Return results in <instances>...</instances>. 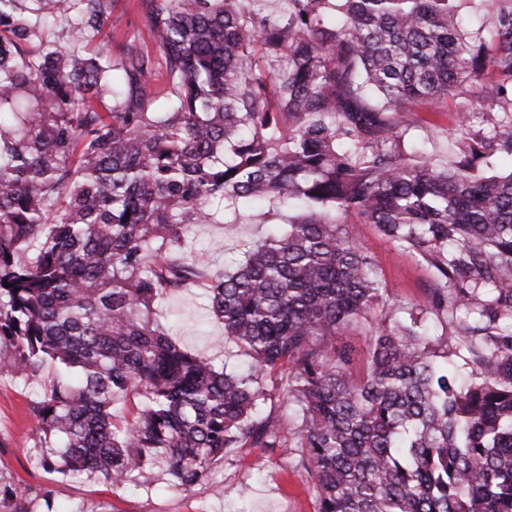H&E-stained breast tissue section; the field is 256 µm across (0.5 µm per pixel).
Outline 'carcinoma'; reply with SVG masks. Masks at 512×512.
<instances>
[{
    "mask_svg": "<svg viewBox=\"0 0 512 512\" xmlns=\"http://www.w3.org/2000/svg\"><path fill=\"white\" fill-rule=\"evenodd\" d=\"M112 2L0 0V377H59L30 407L39 465L120 485L161 461L188 489L264 448L299 457L316 512H512V0H143L159 71L144 43H95ZM466 3L491 39L463 37ZM450 95L472 110L439 163L411 107ZM260 204L296 214L209 271L187 232ZM350 215L433 270L407 317ZM192 287L247 374L157 319ZM6 499L53 512L47 490ZM266 412L271 411V415L277 417L285 432H288V429H294L301 422L300 412L298 407L293 403H288V401L274 399L272 403L268 401L265 406Z\"/></svg>",
    "mask_w": 512,
    "mask_h": 512,
    "instance_id": "obj_1",
    "label": "carcinoma"
}]
</instances>
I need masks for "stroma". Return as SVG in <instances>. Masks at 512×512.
Segmentation results:
<instances>
[{"label": "stroma", "mask_w": 512, "mask_h": 512, "mask_svg": "<svg viewBox=\"0 0 512 512\" xmlns=\"http://www.w3.org/2000/svg\"><path fill=\"white\" fill-rule=\"evenodd\" d=\"M147 38L139 0H114L112 29L104 39L112 54H120L130 40ZM464 107V99L457 96L447 98L438 112L417 108L412 140L426 142L436 159L446 160L448 135ZM272 222V217L255 211L240 224L198 225L191 237L196 250L206 255L210 271L230 270L242 259L245 244ZM346 229L371 256L389 307H410L431 288L433 273L427 263L394 247L375 225L359 224L351 218ZM156 310L177 312L174 329L187 349L216 357L230 372L245 367L246 357L225 339L220 323L206 318L204 300L196 292L166 297L157 302ZM50 379L46 370L36 379L0 380V481L20 490L38 487L51 491L55 512H315L311 479L295 458L260 448L233 449L213 465L205 481L187 491L173 486L160 467L152 484L114 486L99 477L67 478L36 465L30 403Z\"/></svg>", "instance_id": "35a3bbf8"}]
</instances>
